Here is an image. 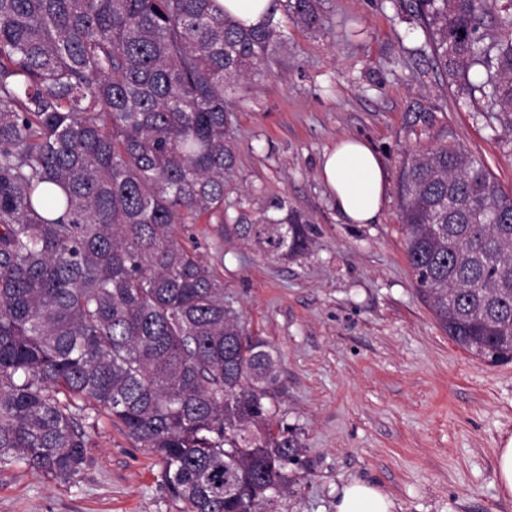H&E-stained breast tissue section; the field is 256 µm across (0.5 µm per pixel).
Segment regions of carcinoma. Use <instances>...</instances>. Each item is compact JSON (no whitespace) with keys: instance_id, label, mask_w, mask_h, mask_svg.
I'll return each mask as SVG.
<instances>
[{"instance_id":"obj_1","label":"carcinoma","mask_w":512,"mask_h":512,"mask_svg":"<svg viewBox=\"0 0 512 512\" xmlns=\"http://www.w3.org/2000/svg\"><path fill=\"white\" fill-rule=\"evenodd\" d=\"M437 64L475 66L512 121V0H417ZM305 28L317 0H271ZM496 21V30L486 20ZM281 44L216 0H0V460L68 480L106 412L158 458L184 512H260L297 484L279 355L243 337L224 281L177 237L224 223L237 158L227 90ZM412 276L449 338L512 361V197L440 145L399 181ZM234 232L279 259L312 224L279 197Z\"/></svg>"}]
</instances>
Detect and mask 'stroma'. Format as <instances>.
<instances>
[{"mask_svg":"<svg viewBox=\"0 0 512 512\" xmlns=\"http://www.w3.org/2000/svg\"><path fill=\"white\" fill-rule=\"evenodd\" d=\"M325 24L282 21L269 71L227 101L239 152L224 224H192L180 241L224 280L245 335L280 353L277 400L297 426L296 491L263 512H334L359 480L397 512H512L495 450L512 436V363L491 367L443 331L406 260L397 183L412 152L455 144L512 195V131L481 95L449 86L414 0H320ZM342 138L378 152L388 190L374 224H348L323 183L324 152ZM274 196L315 227L307 254L264 255L233 224ZM87 460L69 481L0 464V512H184L158 459L106 414L84 422Z\"/></svg>","mask_w":512,"mask_h":512,"instance_id":"stroma-1","label":"stroma"}]
</instances>
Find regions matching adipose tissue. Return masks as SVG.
<instances>
[{"instance_id":"obj_1","label":"adipose tissue","mask_w":512,"mask_h":512,"mask_svg":"<svg viewBox=\"0 0 512 512\" xmlns=\"http://www.w3.org/2000/svg\"><path fill=\"white\" fill-rule=\"evenodd\" d=\"M321 179L350 224L376 223L388 181L375 151L365 142L344 138L324 153ZM393 499L376 487L352 481L336 492L335 512H396Z\"/></svg>"}]
</instances>
